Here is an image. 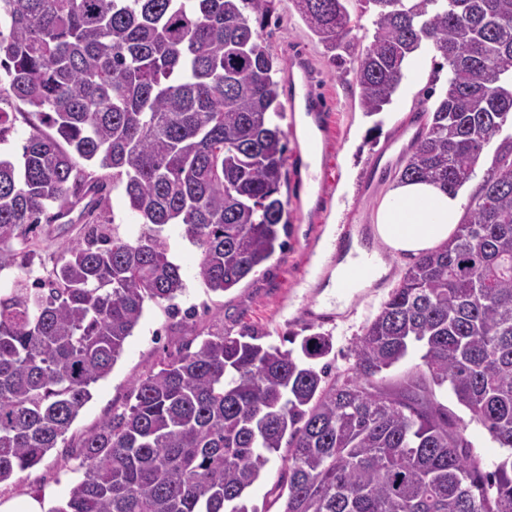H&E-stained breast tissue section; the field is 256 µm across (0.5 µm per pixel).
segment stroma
I'll return each instance as SVG.
<instances>
[{"instance_id":"1","label":"stroma","mask_w":512,"mask_h":512,"mask_svg":"<svg viewBox=\"0 0 512 512\" xmlns=\"http://www.w3.org/2000/svg\"><path fill=\"white\" fill-rule=\"evenodd\" d=\"M260 34L281 68L277 75L280 97L288 95V59L301 53L316 75L315 92L327 109L325 128L312 145L302 136L288 133L287 112L272 118L287 131V182L280 193L288 222L283 248L236 288L214 292L197 276L200 249L182 237L179 229H171L172 255L186 284L177 310L163 303L146 304L121 357L108 376L92 386L90 401L64 440L39 465L0 484V503L26 495L51 510L66 501L82 477L75 454L82 438L111 414L134 404L133 388L138 381L216 335L250 328L262 333L264 344L286 350L290 337L301 338L312 330L322 332L333 345L328 363L333 372H343L354 362L356 339L409 266L406 258L389 260L387 275L356 292L342 309L335 297L326 293L336 269L333 244L337 235L351 224H375L393 174L403 167L419 129L415 118L430 105L426 90L431 79L447 76L440 70L438 58L428 56L426 71L409 73L392 103L369 117L359 106L352 64L340 69L330 66L323 46L291 0H273V10ZM382 150L387 153V173L371 190H363V173ZM81 235L77 224L40 225L33 240L34 274L50 271L64 247ZM282 467L281 458L273 457L264 475L249 489L246 504L252 512H280L275 485Z\"/></svg>"}]
</instances>
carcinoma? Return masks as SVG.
Listing matches in <instances>:
<instances>
[{"mask_svg":"<svg viewBox=\"0 0 512 512\" xmlns=\"http://www.w3.org/2000/svg\"><path fill=\"white\" fill-rule=\"evenodd\" d=\"M272 0H0L6 96L33 133L0 156V270L28 267L45 222L88 226L46 277L0 294V483L57 447L139 323L185 290L166 230L201 249L213 292L282 246L280 71L253 27ZM333 66L354 67L362 111L392 102L427 49L446 86L396 177L459 191L489 162L454 235L414 257L328 378L329 337L301 355L243 330L219 335L135 386V403L80 442L83 478L50 512H257L246 493L271 457L282 512H512V456L491 472L445 390L512 450V0H291ZM372 12L373 41L349 36ZM496 144L492 156L487 149ZM112 170V179L80 167ZM141 220L107 229L110 189ZM84 204L78 220L70 218ZM419 373H384L412 351Z\"/></svg>","mask_w":512,"mask_h":512,"instance_id":"obj_1","label":"carcinoma"}]
</instances>
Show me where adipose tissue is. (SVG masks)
Segmentation results:
<instances>
[{"label":"adipose tissue","instance_id":"ef3b65f1","mask_svg":"<svg viewBox=\"0 0 512 512\" xmlns=\"http://www.w3.org/2000/svg\"><path fill=\"white\" fill-rule=\"evenodd\" d=\"M460 194L429 182H397L378 209L375 231L392 255H416L444 245L461 220ZM384 260L369 269L351 262L337 265L331 285L337 302H346L354 291L370 286L387 274Z\"/></svg>","mask_w":512,"mask_h":512}]
</instances>
